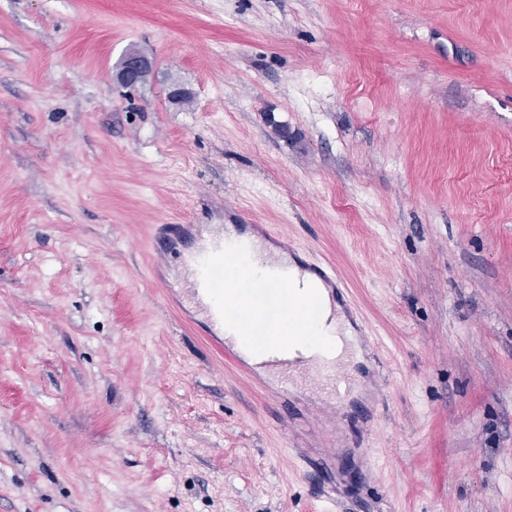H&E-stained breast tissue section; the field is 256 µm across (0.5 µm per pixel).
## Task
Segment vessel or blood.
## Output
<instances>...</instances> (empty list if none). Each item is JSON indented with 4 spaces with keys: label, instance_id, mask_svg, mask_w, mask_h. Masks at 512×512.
<instances>
[{
    "label": "vessel or blood",
    "instance_id": "vessel-or-blood-1",
    "mask_svg": "<svg viewBox=\"0 0 512 512\" xmlns=\"http://www.w3.org/2000/svg\"><path fill=\"white\" fill-rule=\"evenodd\" d=\"M185 292L210 329L211 340L227 354L260 356L277 372L283 388L316 382L337 401L350 393V375L328 337L293 324L298 310L316 314L319 287L294 297L296 280L287 262L265 260L258 242L215 230L183 253ZM279 343H269L272 333Z\"/></svg>",
    "mask_w": 512,
    "mask_h": 512
}]
</instances>
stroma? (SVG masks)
Returning <instances> with one entry per match:
<instances>
[{
    "instance_id": "obj_1",
    "label": "stroma",
    "mask_w": 512,
    "mask_h": 512,
    "mask_svg": "<svg viewBox=\"0 0 512 512\" xmlns=\"http://www.w3.org/2000/svg\"><path fill=\"white\" fill-rule=\"evenodd\" d=\"M207 224L335 267L370 419L210 352ZM299 456L512 512V0H0V512H320ZM150 62L137 51L127 52L116 69L113 79L122 87L134 88L141 84L150 71Z\"/></svg>"
}]
</instances>
